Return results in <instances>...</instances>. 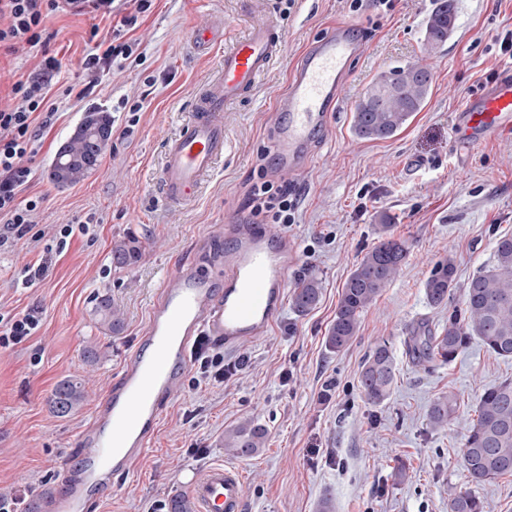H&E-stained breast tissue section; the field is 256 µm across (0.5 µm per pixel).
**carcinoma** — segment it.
<instances>
[{
  "mask_svg": "<svg viewBox=\"0 0 512 512\" xmlns=\"http://www.w3.org/2000/svg\"><path fill=\"white\" fill-rule=\"evenodd\" d=\"M455 23L454 0H435L425 29V49L433 52L444 46ZM431 70L411 64L380 72L358 100L352 130L363 140H383L396 135L412 115L421 111L431 90ZM112 132V116L93 108L84 116L72 136L56 153L49 171L57 186L75 185L95 172ZM390 218L382 217L380 238L354 266L343 284L336 314L326 336L333 352L346 348L357 335L362 313L376 302L393 281L409 254L407 244L391 233ZM139 242L130 238L116 244L112 261L129 267L141 258ZM456 265L453 256L440 261L425 282L427 301L434 307H448V321L437 328L423 320L412 326L406 343V355L417 366L449 364L464 352L471 340H479L490 354L512 359V236L500 237L493 261L479 268L464 286L460 299H454ZM320 298L319 282L309 278L294 288V308L305 313ZM109 330L120 331L121 318L112 309V301L103 296L97 304ZM396 378L395 359L385 344H378L364 359L359 383L366 400L380 405L391 395ZM86 392L82 383L64 379L54 388L51 407L64 417L83 404ZM427 425L444 429L458 417V398L443 393L429 405ZM265 428L254 420H244L224 436L225 450L236 457H249L264 447ZM463 466L469 482L476 486L491 484L512 475V380L487 388L479 396L476 419L463 422ZM482 501L472 492L456 495L449 512H483Z\"/></svg>",
  "mask_w": 512,
  "mask_h": 512,
  "instance_id": "cac0c4a2",
  "label": "carcinoma"
}]
</instances>
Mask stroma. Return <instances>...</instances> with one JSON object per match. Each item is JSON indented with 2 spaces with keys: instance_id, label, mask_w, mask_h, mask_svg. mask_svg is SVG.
Masks as SVG:
<instances>
[{
  "instance_id": "stroma-1",
  "label": "stroma",
  "mask_w": 512,
  "mask_h": 512,
  "mask_svg": "<svg viewBox=\"0 0 512 512\" xmlns=\"http://www.w3.org/2000/svg\"><path fill=\"white\" fill-rule=\"evenodd\" d=\"M278 0H158L137 34L145 66L107 75L83 100L66 95L81 74L79 59L93 46L92 27L110 21L57 13L47 23L50 52L62 61L50 90L57 114L41 136L24 192L37 200L32 236L0 248V319L37 311L40 323L27 340L0 348V498L22 499V512L47 490L62 491L66 470L80 449L81 432L108 391L119 381L141 335L162 279L184 264L217 274L215 259L229 248L224 225L249 215L247 191L260 167H271L269 113L298 57L333 25L353 23L366 43L349 69L336 112L329 118L312 162L303 175H282L297 208L291 224L254 218L267 234L290 238L296 258L288 285L313 277L321 285L318 304L307 313L285 303L264 337L225 353L237 370L224 382L203 378L190 363L182 384L167 401L149 449L134 468L114 478L85 512H147L156 502L184 494L194 472L214 463L243 473V512H318L330 498L333 512H448L454 494L475 489L485 512H512V476L472 487L462 462L457 425L430 429V402L447 391L459 413L473 418L479 395L512 380V360L472 342L458 358L429 369L405 354L411 326L439 325L447 309L429 305L424 283L434 265L454 256L456 279L466 282L493 257L497 239L512 235V134L481 145L457 144L452 126L458 106L480 95L512 68L500 42L512 31V0H455L456 31L441 49L426 53L423 26L433 0H364L359 11L341 0H296L280 19L283 49L256 92L224 114V158L207 177L196 202L180 207L158 192L162 147L186 118L200 83L221 64L223 45L203 54L188 34L201 19L224 27L225 42L244 34L259 10ZM420 62L433 73L421 112L393 138L354 137V107L380 72ZM156 81L145 87L147 73ZM145 94L140 121L125 135L129 115L123 96ZM112 115V139L99 168L79 184L60 188L47 172L83 112ZM410 253L397 277L361 316L357 336L342 351L325 345L342 286L355 264L378 240L382 216ZM86 222L54 258L46 275L26 282L24 269L55 245L67 222ZM137 239L139 262L112 263V247ZM109 296L123 326L112 333L96 312ZM384 343L396 361V381L382 405L362 394L360 366ZM98 352L96 363L84 358ZM83 382L87 393L72 415L57 416L50 404L56 384ZM252 418L267 432L264 448L248 458L224 449V434ZM404 478H395L397 468Z\"/></svg>"
}]
</instances>
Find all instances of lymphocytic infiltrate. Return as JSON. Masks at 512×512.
<instances>
[{"instance_id":"f902f5d3","label":"lymphocytic infiltrate","mask_w":512,"mask_h":512,"mask_svg":"<svg viewBox=\"0 0 512 512\" xmlns=\"http://www.w3.org/2000/svg\"><path fill=\"white\" fill-rule=\"evenodd\" d=\"M156 0H0V47L9 54L38 58V71L12 83L0 95V245L26 237L38 218V203L23 199L33 178L31 161L37 152V130L49 127L56 114L49 94L50 80L60 67L47 50L46 21L55 13L89 14L112 22L105 36L79 60L84 83L75 93L85 98L110 70L141 61L137 30L155 7ZM254 214H265L273 223L295 221L296 202L287 189L264 182L253 186Z\"/></svg>"}]
</instances>
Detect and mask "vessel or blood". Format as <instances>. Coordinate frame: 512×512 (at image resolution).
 <instances>
[{"mask_svg": "<svg viewBox=\"0 0 512 512\" xmlns=\"http://www.w3.org/2000/svg\"><path fill=\"white\" fill-rule=\"evenodd\" d=\"M191 40L202 50L218 44L225 50L218 74L196 93L189 120L164 144L159 184L164 199L174 204L196 198L205 177L224 156L225 109L251 94L283 44L280 26L269 15L254 21L229 45L223 29L206 19L195 26ZM364 49L346 26L332 27L305 49L286 91L272 107L276 171H306L315 139L342 97L349 65ZM501 133H512V72L470 100L455 119V136L470 145ZM225 234L231 245L221 259L218 278L186 266L160 284L140 349L85 432L86 453L72 469L65 491L48 495L47 512H84L98 488L130 471L150 442L169 395L180 386L199 338L236 349L265 335L282 310L293 244L272 240L241 217L227 225ZM187 493L197 512H241L242 473L211 465L194 477Z\"/></svg>", "mask_w": 512, "mask_h": 512, "instance_id": "1", "label": "vessel or blood"}]
</instances>
